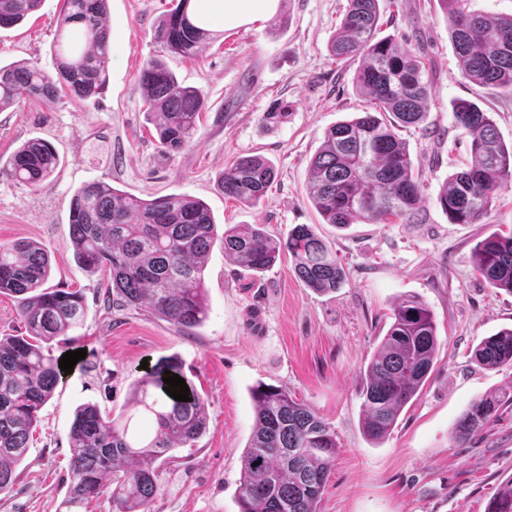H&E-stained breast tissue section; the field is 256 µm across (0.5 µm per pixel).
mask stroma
<instances>
[{"instance_id":"stroma-1","label":"stroma","mask_w":512,"mask_h":512,"mask_svg":"<svg viewBox=\"0 0 512 512\" xmlns=\"http://www.w3.org/2000/svg\"><path fill=\"white\" fill-rule=\"evenodd\" d=\"M64 0H41L15 26L0 28V65L34 60L54 71V36ZM172 0H109L111 61L106 87L83 100L66 90L54 101H23L0 112V157L31 138L56 148L60 164L34 189L0 177V242L29 240L49 252L50 288H73L87 308L81 326L50 344L54 356L86 350L61 375L42 408L15 483L0 494V512H67L69 434L79 405L125 411L142 362L178 358L206 404L208 424L193 447L161 467L153 512H239L241 456L256 423L250 396L257 382L288 388L336 434V457L320 512H486L512 480V407L482 433L454 443V425L472 400L512 382V367L486 370L474 360L487 336L512 327V294L491 288L473 270L477 242L512 230V189L502 190L486 223L453 224L437 203L440 184L471 159L454 124L455 100L479 101L512 142V93L469 83L460 72L437 0H379L378 35L424 57L432 87L427 128L402 129L422 174L425 223H324L309 198L310 158L335 123L364 111L354 68L328 43L348 0H280L275 15L215 33L196 57L164 55L153 31ZM165 57L206 109L192 143L168 156L159 149L138 74ZM287 103L278 126L264 114ZM270 160L277 176L255 206L225 197V168L241 156ZM95 180L145 198L183 194L204 201L218 227L259 224L287 235L312 225L346 272L342 288H306L288 258L259 274L239 271L214 248L204 272L208 317L189 332L114 302L100 275L76 263L70 243L73 191ZM414 295L431 308L439 349L423 389L382 442L363 433L362 374L391 323L393 305Z\"/></svg>"}]
</instances>
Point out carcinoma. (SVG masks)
<instances>
[{
    "label": "carcinoma",
    "instance_id": "1",
    "mask_svg": "<svg viewBox=\"0 0 512 512\" xmlns=\"http://www.w3.org/2000/svg\"><path fill=\"white\" fill-rule=\"evenodd\" d=\"M348 2L331 52L340 60H359L353 81L371 110L325 132L308 167L310 199L327 224H386L393 217L418 224L420 183L398 131L427 119L431 85L424 80L426 68L409 48L376 37L379 0ZM438 2L463 78L512 92V15L473 11L471 0ZM39 3L0 0V28L20 23ZM190 5L191 0H176L153 31L156 42L183 57L198 55L213 38V31L192 16ZM106 15L107 0H64L55 34L56 74L33 61L0 66V111L25 96L48 100L59 84L80 99L100 94L110 64ZM71 23L79 25L77 43L65 37ZM138 83L146 111L156 118L161 151L173 154L187 147L205 109L201 95L180 84L157 58L144 61ZM452 112L455 126L470 137L472 159L442 183L437 202L452 224H482L500 191L512 185V144L503 141L490 113L475 102L458 100ZM58 165L54 147L32 138L7 160L0 159V175L38 189ZM275 178L268 161L245 156L224 169L221 186L225 196L256 205ZM69 224L79 266L107 274L118 300L181 331L207 318L204 272L217 243L232 265L247 271L264 272L286 253L298 278L317 292H334L345 282L336 254L309 225L298 224L281 239L266 236L259 224H236L220 234L208 206L186 195L140 198L96 180L74 191ZM473 262L491 287L512 293V232L479 241ZM49 275L44 247L30 241L0 243V293L16 298L27 330L25 336H0V493L12 488L15 467L28 456L38 414L61 373L59 359L45 353L43 344L67 335L86 315L80 292L44 287ZM391 319L364 370L361 390L363 430L375 442L390 432L428 379L438 348L434 314L420 298L399 300ZM474 360L486 369L512 367V328L484 338ZM166 370L184 376L171 357L132 383V406L152 421L148 435L133 430V414L112 419L91 404L76 409L70 428L69 512L105 492L112 512H151L158 490L154 464L192 446L207 424L205 401L190 380H185L190 402L164 391ZM251 396L256 426L241 456L240 512H319L336 454L334 431L281 386L261 383ZM505 406H512V386L472 401L455 424V443L482 432ZM486 512H512V480Z\"/></svg>",
    "mask_w": 512,
    "mask_h": 512
}]
</instances>
